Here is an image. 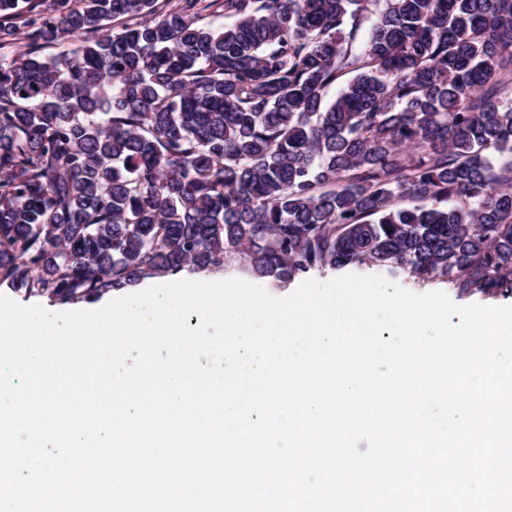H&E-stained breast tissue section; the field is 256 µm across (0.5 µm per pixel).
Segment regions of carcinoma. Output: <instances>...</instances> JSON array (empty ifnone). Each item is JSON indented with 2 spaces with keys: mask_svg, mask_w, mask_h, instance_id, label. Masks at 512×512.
<instances>
[{
  "mask_svg": "<svg viewBox=\"0 0 512 512\" xmlns=\"http://www.w3.org/2000/svg\"><path fill=\"white\" fill-rule=\"evenodd\" d=\"M41 3L0 0L31 36L0 54V287L93 301L237 256L512 292V0Z\"/></svg>",
  "mask_w": 512,
  "mask_h": 512,
  "instance_id": "carcinoma-1",
  "label": "carcinoma"
}]
</instances>
